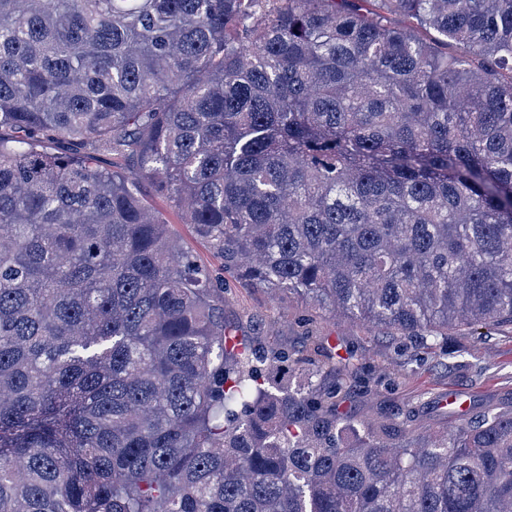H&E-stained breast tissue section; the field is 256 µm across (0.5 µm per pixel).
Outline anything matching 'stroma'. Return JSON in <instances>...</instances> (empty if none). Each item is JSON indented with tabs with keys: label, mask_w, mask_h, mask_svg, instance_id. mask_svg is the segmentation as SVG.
<instances>
[{
	"label": "stroma",
	"mask_w": 512,
	"mask_h": 512,
	"mask_svg": "<svg viewBox=\"0 0 512 512\" xmlns=\"http://www.w3.org/2000/svg\"><path fill=\"white\" fill-rule=\"evenodd\" d=\"M146 201L167 219L172 232L199 263L220 272L224 260L183 223L152 184L142 186ZM224 319L255 347L312 353L315 343L334 349L341 362L323 368V384L339 382L341 411L369 419H404L408 409L423 410L413 429L441 430L450 415L435 400L462 404L479 413L512 410V328L452 331L442 351L426 355L412 340L377 336L362 322L341 319L311 307L298 296L272 297L265 289L233 280L224 292Z\"/></svg>",
	"instance_id": "35a3bbf8"
}]
</instances>
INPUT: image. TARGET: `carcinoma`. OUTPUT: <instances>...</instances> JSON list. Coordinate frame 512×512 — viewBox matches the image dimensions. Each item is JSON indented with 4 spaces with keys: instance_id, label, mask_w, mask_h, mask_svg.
Segmentation results:
<instances>
[{
    "instance_id": "1",
    "label": "carcinoma",
    "mask_w": 512,
    "mask_h": 512,
    "mask_svg": "<svg viewBox=\"0 0 512 512\" xmlns=\"http://www.w3.org/2000/svg\"><path fill=\"white\" fill-rule=\"evenodd\" d=\"M145 181L257 288L511 326L512 0H0V512H512V412L340 411ZM142 192L146 201L156 207L170 223L171 231L181 240L183 247L191 252L199 263L213 271V274L222 272L224 259L197 235L193 225L183 224L179 214L169 208L166 201L157 194L150 183L142 185Z\"/></svg>"
}]
</instances>
